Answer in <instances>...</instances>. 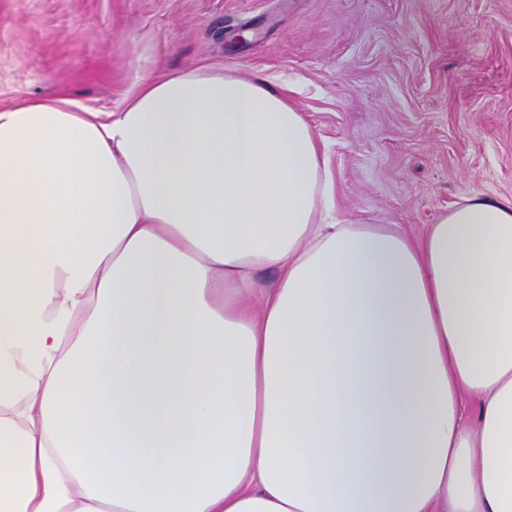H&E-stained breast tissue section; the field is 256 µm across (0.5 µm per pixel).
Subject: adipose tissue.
I'll list each match as a JSON object with an SVG mask.
<instances>
[{
  "label": "adipose tissue",
  "instance_id": "1",
  "mask_svg": "<svg viewBox=\"0 0 512 512\" xmlns=\"http://www.w3.org/2000/svg\"><path fill=\"white\" fill-rule=\"evenodd\" d=\"M333 208L262 79L0 109V512H512V200Z\"/></svg>",
  "mask_w": 512,
  "mask_h": 512
}]
</instances>
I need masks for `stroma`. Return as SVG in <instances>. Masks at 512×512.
Here are the masks:
<instances>
[{
	"mask_svg": "<svg viewBox=\"0 0 512 512\" xmlns=\"http://www.w3.org/2000/svg\"><path fill=\"white\" fill-rule=\"evenodd\" d=\"M196 68L272 80L327 148L342 224L417 233L512 199V0H0V107L116 112Z\"/></svg>",
	"mask_w": 512,
	"mask_h": 512,
	"instance_id": "stroma-1",
	"label": "stroma"
}]
</instances>
